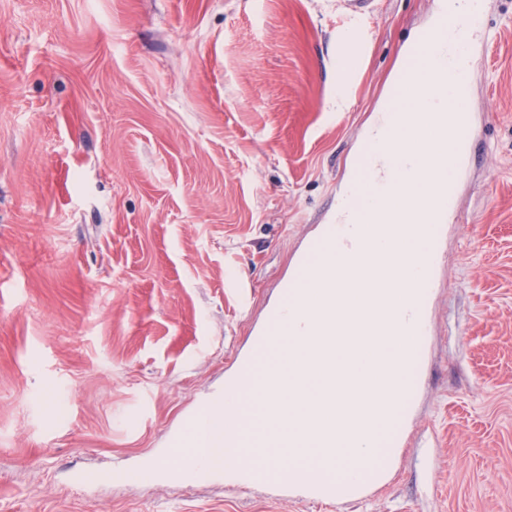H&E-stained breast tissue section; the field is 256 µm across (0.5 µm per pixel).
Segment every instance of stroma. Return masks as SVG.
Here are the masks:
<instances>
[{
    "label": "stroma",
    "mask_w": 512,
    "mask_h": 512,
    "mask_svg": "<svg viewBox=\"0 0 512 512\" xmlns=\"http://www.w3.org/2000/svg\"><path fill=\"white\" fill-rule=\"evenodd\" d=\"M437 12L0 0V512H512V0L472 35L477 154L392 478L343 502L118 478L169 460L223 390ZM83 469L102 481L75 489Z\"/></svg>",
    "instance_id": "stroma-1"
}]
</instances>
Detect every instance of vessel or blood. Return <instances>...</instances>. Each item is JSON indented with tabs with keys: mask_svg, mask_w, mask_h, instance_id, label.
I'll use <instances>...</instances> for the list:
<instances>
[{
	"mask_svg": "<svg viewBox=\"0 0 512 512\" xmlns=\"http://www.w3.org/2000/svg\"><path fill=\"white\" fill-rule=\"evenodd\" d=\"M480 23L481 16L477 13L466 17L450 16L446 19L443 31H425L422 39L416 44L411 59L406 62L398 76L399 88L405 90L411 87L416 80V72L424 60L438 57L443 46H455L462 35L479 27ZM448 66L456 72L452 98L460 118L449 137L444 160L449 166L459 168L471 159L474 151L471 115L467 109L468 75L473 63L469 58L456 54L449 56ZM422 204L428 210L429 222L422 227L423 236L418 250L405 258L406 264L415 274L412 283L415 290L414 299L408 309L406 325L417 339L411 356L418 365L424 362V343L430 332L429 298L436 286V270L442 257V244L447 232V189L435 190L423 199ZM365 246L366 240L360 225L348 216H341L336 223L321 226L318 234L294 257L287 276L281 279L278 299L268 307L265 321L253 330L251 350L239 361L233 374L228 377L223 395L207 401L197 413L189 416L183 433L174 439L172 446L178 459L177 464L164 472L153 469L136 472V479L164 477L194 487L210 479L223 477V453L221 449L210 447L209 437L203 432L205 420L216 409L225 410L235 420L236 433L260 434L264 436L268 445H281L282 433L275 417H267L264 426H257L241 415V399L245 394L257 393L271 378L272 372L269 367L262 365L261 358L277 346L283 327L292 323L294 315H301L306 335L326 336L325 324L319 322L315 311L308 309L305 304L307 289L325 288L330 283L328 267L315 264V256L322 253L352 255ZM419 382L418 373L413 372L405 376L402 403L396 410L390 412L384 425L372 435L371 442L377 449L378 459H386L388 449L400 446V417L413 408L419 391Z\"/></svg>",
	"mask_w": 512,
	"mask_h": 512,
	"instance_id": "obj_1",
	"label": "vessel or blood"
}]
</instances>
